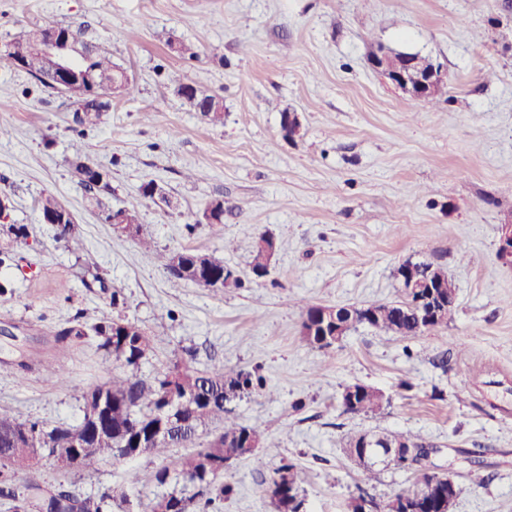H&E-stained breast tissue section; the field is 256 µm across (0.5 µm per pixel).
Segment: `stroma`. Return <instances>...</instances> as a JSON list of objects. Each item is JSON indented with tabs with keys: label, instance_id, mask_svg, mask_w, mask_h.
<instances>
[{
	"label": "stroma",
	"instance_id": "35a3bbf8",
	"mask_svg": "<svg viewBox=\"0 0 512 512\" xmlns=\"http://www.w3.org/2000/svg\"><path fill=\"white\" fill-rule=\"evenodd\" d=\"M82 29L127 73L131 91L84 136L76 103L0 60V193L29 236L0 235V407L24 420L67 425L83 394L104 382L94 336L58 354L53 334L76 315L92 323L112 291L122 318L152 338L153 374L173 358L203 370L260 368L266 393L233 402L239 422L279 441L233 462L221 512H275L265 481L289 459L308 512H347L350 499L380 503L410 488L414 471L365 472L343 448L364 432L413 433L436 446L431 462L454 475L452 512H512V268L496 257L512 217V0H0V47L33 25ZM195 44L187 59L173 45ZM443 66L432 99L410 97L372 70L377 43ZM224 102L213 125L168 77ZM300 131L285 138L281 115ZM82 140L112 172L101 207L72 164ZM157 182L165 200L144 198ZM54 195L75 215L73 235L41 220ZM224 199V228L198 223ZM138 211L155 251L120 237L100 208ZM278 244L269 274L251 273L260 235ZM222 257L242 287L212 292L170 278L157 252ZM428 261L452 279L447 325L411 339L360 326L327 351L302 338V306L392 302L397 267ZM64 368L68 388L53 382ZM353 383L390 399L376 416L342 411ZM142 456L99 472L43 462L47 485L136 498Z\"/></svg>",
	"mask_w": 512,
	"mask_h": 512
}]
</instances>
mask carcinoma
Masks as SVG:
<instances>
[{"instance_id":"carcinoma-1","label":"carcinoma","mask_w":512,"mask_h":512,"mask_svg":"<svg viewBox=\"0 0 512 512\" xmlns=\"http://www.w3.org/2000/svg\"><path fill=\"white\" fill-rule=\"evenodd\" d=\"M95 85L105 91L112 83L117 66L103 51L89 64ZM109 103L93 99L79 101L74 121L82 127L93 126L107 111ZM76 171L85 179L88 191L109 189L111 174L94 163L83 152L82 145L72 144ZM62 204L51 194L40 200L41 216L47 219L60 216ZM199 253L183 249L179 251V266L173 267V253L161 256L162 265L170 277L197 282L200 277L224 278V260L207 255L198 260ZM375 313L368 327L385 335L417 338L428 333L408 309L407 294L395 302L373 305ZM97 338V348L106 352L104 364L112 368V377L95 385L83 394V405L97 395L108 400L105 425L94 438V451L86 458L83 471L92 473L103 463L115 461L116 452L125 456L141 444L147 445L150 455L166 460L174 448L189 447L195 443L199 432L210 423L220 421L222 431L213 436L205 447L195 453L180 457L155 468L149 474H135L134 481L154 484L165 492L139 501L136 512H159L161 499L170 497L180 503L178 512H209L216 503L231 493V486L224 482V475L210 474L205 461L217 459V455H246L252 429L236 421L233 410L226 404L245 395L261 393L267 382L259 369L228 371L224 364H213L204 370L190 367L182 360L170 363L167 369L154 376L142 374V366L153 353L152 340L136 324L101 313L91 326ZM85 336L77 327L63 328L55 332L54 342L59 349H69ZM122 350L124 361L111 364L113 352ZM384 407L382 393L363 386L359 400V414H376ZM27 429L30 438H14L15 432ZM75 429L49 420L21 421L10 412L0 409V497L12 502L14 512H104V506L115 505L124 509L127 496L123 491L104 493L101 496L76 494L62 487L48 491V486L36 476L38 462L28 463L31 448H41L42 457L55 460V448ZM402 452L411 453V460L421 461L427 454L428 444L418 435L396 436ZM24 473L23 490L12 487V473ZM275 488L277 496L271 498L276 512H284L285 500L300 497L296 465L282 460L266 481V488Z\"/></svg>"}]
</instances>
